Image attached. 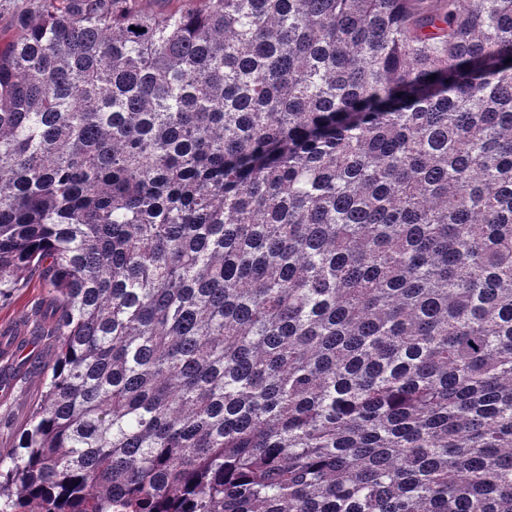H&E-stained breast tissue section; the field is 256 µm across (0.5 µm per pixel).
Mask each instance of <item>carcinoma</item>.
I'll use <instances>...</instances> for the list:
<instances>
[{"instance_id":"1","label":"carcinoma","mask_w":512,"mask_h":512,"mask_svg":"<svg viewBox=\"0 0 512 512\" xmlns=\"http://www.w3.org/2000/svg\"><path fill=\"white\" fill-rule=\"evenodd\" d=\"M10 0L0 512H512V0ZM46 291L40 272H27L19 288H14L7 297H0V324L25 320L43 302ZM43 379L38 371L32 372L22 382L15 383L10 396L0 395V454L15 447L21 427L44 394Z\"/></svg>"}]
</instances>
